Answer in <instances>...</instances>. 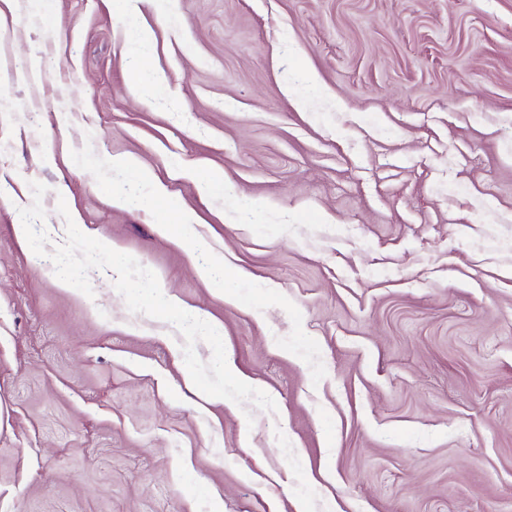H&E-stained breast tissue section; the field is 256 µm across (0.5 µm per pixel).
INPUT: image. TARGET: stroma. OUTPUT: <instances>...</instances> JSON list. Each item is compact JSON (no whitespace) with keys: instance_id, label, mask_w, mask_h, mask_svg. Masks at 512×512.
<instances>
[{"instance_id":"obj_1","label":"stroma","mask_w":512,"mask_h":512,"mask_svg":"<svg viewBox=\"0 0 512 512\" xmlns=\"http://www.w3.org/2000/svg\"><path fill=\"white\" fill-rule=\"evenodd\" d=\"M0 143V512H512V0H0ZM34 182L276 412L37 262Z\"/></svg>"}]
</instances>
